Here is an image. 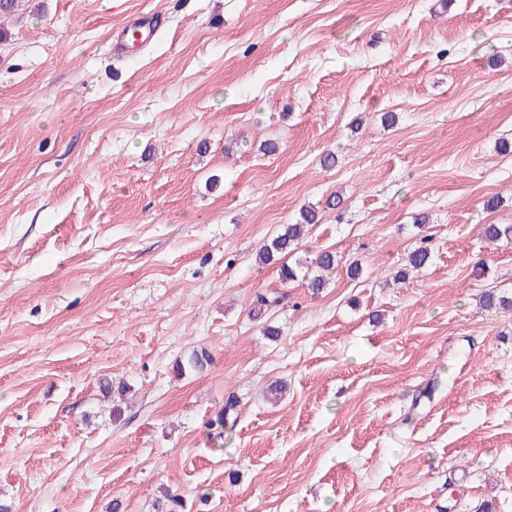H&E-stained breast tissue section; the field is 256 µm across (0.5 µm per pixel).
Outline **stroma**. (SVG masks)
Listing matches in <instances>:
<instances>
[{"label":"stroma","mask_w":512,"mask_h":512,"mask_svg":"<svg viewBox=\"0 0 512 512\" xmlns=\"http://www.w3.org/2000/svg\"><path fill=\"white\" fill-rule=\"evenodd\" d=\"M147 11L152 45L114 57ZM307 205L297 257L338 263L254 315L279 285L256 254ZM487 224H512V0H21L0 16V504L512 512V243Z\"/></svg>","instance_id":"obj_1"}]
</instances>
